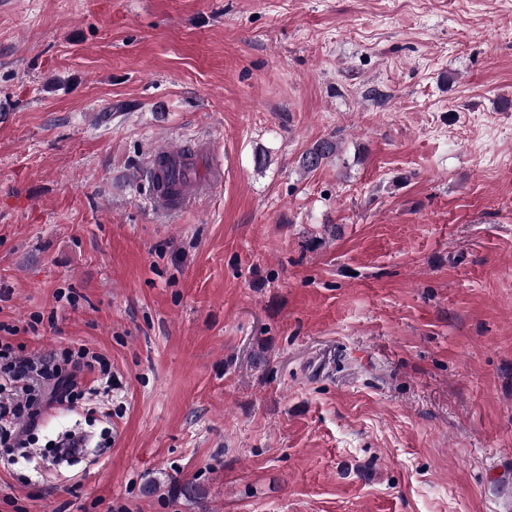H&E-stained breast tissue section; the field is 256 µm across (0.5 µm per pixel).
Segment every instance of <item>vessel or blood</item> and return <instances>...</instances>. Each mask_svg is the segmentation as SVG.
<instances>
[{
    "label": "vessel or blood",
    "mask_w": 512,
    "mask_h": 512,
    "mask_svg": "<svg viewBox=\"0 0 512 512\" xmlns=\"http://www.w3.org/2000/svg\"><path fill=\"white\" fill-rule=\"evenodd\" d=\"M146 199L158 215L187 211L224 181V166L209 138H188L170 149L150 151L140 174Z\"/></svg>",
    "instance_id": "b4317fda"
}]
</instances>
